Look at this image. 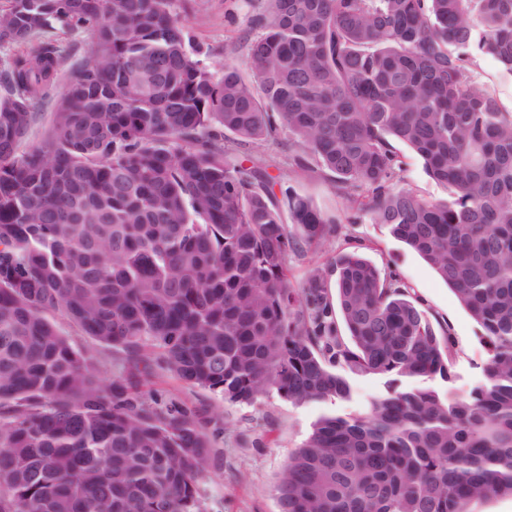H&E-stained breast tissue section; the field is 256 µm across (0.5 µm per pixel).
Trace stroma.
<instances>
[{"mask_svg":"<svg viewBox=\"0 0 512 512\" xmlns=\"http://www.w3.org/2000/svg\"><path fill=\"white\" fill-rule=\"evenodd\" d=\"M203 24L194 26L196 40L210 48L209 62L245 66L242 54H230L228 46L247 29L245 0H202ZM287 135L255 148H239L242 158H261L270 175L274 199L285 193L308 198L321 211L335 215L338 235L302 255L289 259L290 276L301 282L316 268H327L336 254L364 253L387 274L406 286L410 297L424 310L435 330H448L454 347L453 386L468 390L481 373L485 357L479 342L480 329L457 301L453 292L413 250L395 240L387 230L372 223L368 214L351 207L337 196L330 180L288 169ZM352 397L336 403L293 406L277 395L253 406L230 404L221 396L192 387L167 373H157L150 388L191 406L203 408L213 417L209 433L219 451V464L201 481L206 512H279L274 486L289 452L307 437L312 424L323 414L341 416L365 412L370 401L383 394L386 376L348 375Z\"/></svg>","mask_w":512,"mask_h":512,"instance_id":"stroma-1","label":"stroma"}]
</instances>
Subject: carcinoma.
<instances>
[{
    "label": "carcinoma",
    "mask_w": 512,
    "mask_h": 512,
    "mask_svg": "<svg viewBox=\"0 0 512 512\" xmlns=\"http://www.w3.org/2000/svg\"><path fill=\"white\" fill-rule=\"evenodd\" d=\"M200 16L198 0L0 9V47L92 33L27 149L67 52L44 40L0 81V512H204L213 418L144 390L157 368L232 404L347 400L344 373L390 377L366 413L316 420L280 512L512 497V111L473 70L489 57L512 76V0H261L232 47L249 77L206 62ZM283 129L293 164L416 251L479 325L468 391L449 336L364 256L291 282L289 256L336 219L274 201L225 140ZM399 144L446 198L405 186ZM74 69V61L68 60L64 65L58 87L51 93L50 97L45 101L40 111L35 114L36 117L32 123L31 130L25 145H31L39 142L45 131L49 128L60 92L62 91L65 83H67L71 78Z\"/></svg>",
    "instance_id": "carcinoma-1"
}]
</instances>
